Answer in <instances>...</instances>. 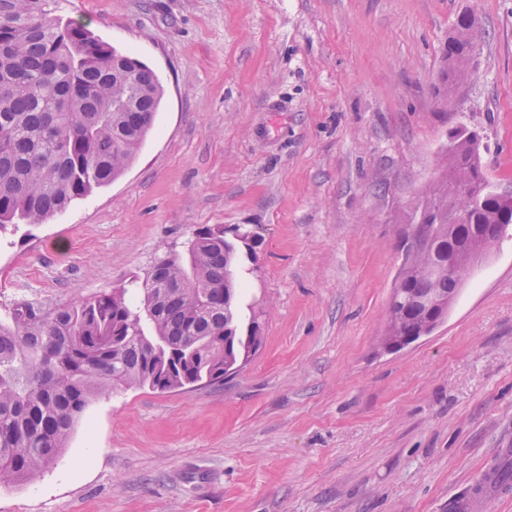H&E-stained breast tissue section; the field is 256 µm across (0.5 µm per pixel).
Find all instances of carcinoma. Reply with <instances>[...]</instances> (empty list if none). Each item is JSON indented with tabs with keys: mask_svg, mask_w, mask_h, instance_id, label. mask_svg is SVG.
Listing matches in <instances>:
<instances>
[{
	"mask_svg": "<svg viewBox=\"0 0 512 512\" xmlns=\"http://www.w3.org/2000/svg\"><path fill=\"white\" fill-rule=\"evenodd\" d=\"M54 0H0V231L42 224L110 184L133 162L153 128L162 87L146 65L54 14ZM477 23L461 15L448 39V83L465 74ZM483 133L448 132L450 194L466 183L480 197L474 230L505 223V203L480 156ZM439 227L448 213L413 225ZM234 243L224 227L193 233L181 253L156 258L146 275L61 308L23 305L0 314V484L37 480L91 399L119 388L182 389L224 379L263 336L246 340L234 303L241 288ZM460 292L458 278L435 281L408 267L393 288L395 335L416 326L411 295Z\"/></svg>",
	"mask_w": 512,
	"mask_h": 512,
	"instance_id": "1",
	"label": "carcinoma"
}]
</instances>
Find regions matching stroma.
I'll use <instances>...</instances> for the list:
<instances>
[{
	"label": "stroma",
	"mask_w": 512,
	"mask_h": 512,
	"mask_svg": "<svg viewBox=\"0 0 512 512\" xmlns=\"http://www.w3.org/2000/svg\"><path fill=\"white\" fill-rule=\"evenodd\" d=\"M479 26L467 78L443 49ZM163 97L133 163L66 212L0 233V313L144 275L202 227L252 229L236 300L263 343L223 381L95 397L0 512H450L512 472V238L443 322L384 347L403 238L484 128L512 185V0H57Z\"/></svg>",
	"instance_id": "35a3bbf8"
}]
</instances>
